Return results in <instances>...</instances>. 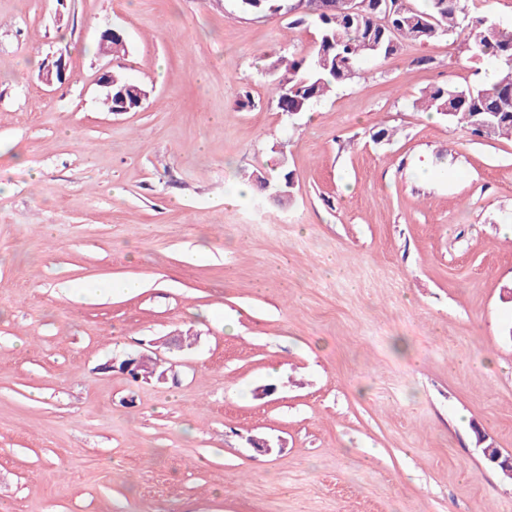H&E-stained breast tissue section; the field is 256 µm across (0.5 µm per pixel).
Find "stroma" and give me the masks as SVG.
Masks as SVG:
<instances>
[{
	"label": "stroma",
	"mask_w": 512,
	"mask_h": 512,
	"mask_svg": "<svg viewBox=\"0 0 512 512\" xmlns=\"http://www.w3.org/2000/svg\"><path fill=\"white\" fill-rule=\"evenodd\" d=\"M291 20L0 0V512H512L477 438L512 455V140L413 105L495 61L407 42L290 117ZM282 167L290 201L225 202ZM97 85L103 90V93L107 94L110 100H112L113 96V105L115 104L114 96L119 89H125L130 100L133 97L138 100V92H142L145 95V90L140 84L129 80L121 71L114 70L109 67L103 69L99 73Z\"/></svg>",
	"instance_id": "obj_1"
}]
</instances>
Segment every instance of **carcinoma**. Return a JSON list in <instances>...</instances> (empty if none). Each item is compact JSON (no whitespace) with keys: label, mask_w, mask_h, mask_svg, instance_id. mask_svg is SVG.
Wrapping results in <instances>:
<instances>
[{"label":"carcinoma","mask_w":512,"mask_h":512,"mask_svg":"<svg viewBox=\"0 0 512 512\" xmlns=\"http://www.w3.org/2000/svg\"><path fill=\"white\" fill-rule=\"evenodd\" d=\"M388 13H350L349 0H312L310 9L299 14L295 25L312 24L314 48L310 55L279 57L269 64L276 108L294 116L310 111L334 87L359 75L366 58H388L397 54L402 41L430 42L458 36L467 52L489 55L500 63L492 86L478 82L466 87L440 84L421 91L423 110L435 112L464 126L480 139L512 137V29L496 27L485 16L472 15L464 0H427L424 10L408 0H391ZM244 13L270 16L288 11V0H239ZM126 90L128 98L143 91L121 71L112 75V92ZM258 190L290 196L292 174L281 171L273 181L254 176Z\"/></svg>","instance_id":"1"}]
</instances>
